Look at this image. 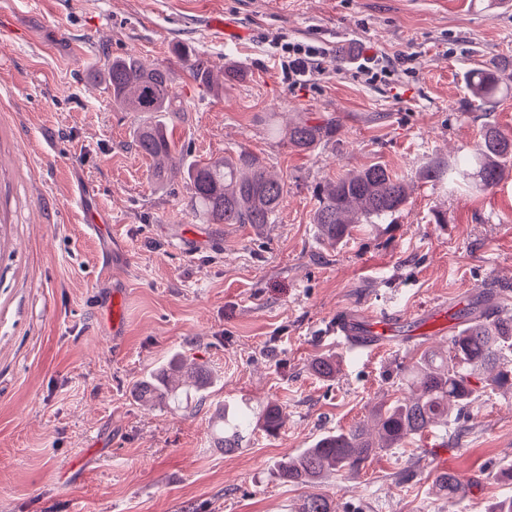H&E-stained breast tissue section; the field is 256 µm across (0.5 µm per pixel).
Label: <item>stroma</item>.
Listing matches in <instances>:
<instances>
[{
    "label": "stroma",
    "mask_w": 512,
    "mask_h": 512,
    "mask_svg": "<svg viewBox=\"0 0 512 512\" xmlns=\"http://www.w3.org/2000/svg\"><path fill=\"white\" fill-rule=\"evenodd\" d=\"M277 33L326 42L323 74L288 89L266 42ZM355 45L411 55L412 75L353 78ZM126 55L169 69L186 110L168 129L187 158L243 147L284 181L274 223H200L186 172L156 183L135 145L147 114L106 89L108 60ZM504 56L512 0H0V512H295L305 490L278 480L279 461L408 395L401 369L447 342L448 317L421 309L487 292L512 314V165L491 190L420 178L478 153L486 126L512 132V69L509 93L480 108L465 82ZM296 116L338 131L291 150ZM375 163L409 185L406 208L319 240L314 187ZM93 209L110 218L102 230ZM117 288L118 337L103 320ZM414 311L379 352L326 335L343 312ZM327 354L341 361L333 380L310 369ZM178 357L210 370L207 392L143 405L136 386ZM242 400L279 405L285 424L227 454L209 417ZM511 464L505 388L319 489L337 512H488L512 496L498 480ZM443 471L467 482L453 507Z\"/></svg>",
    "instance_id": "stroma-1"
}]
</instances>
